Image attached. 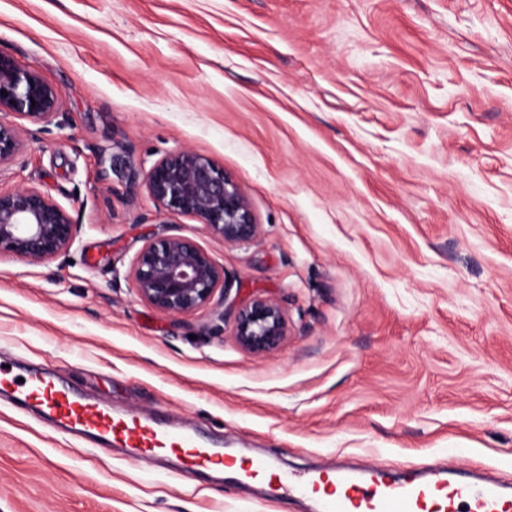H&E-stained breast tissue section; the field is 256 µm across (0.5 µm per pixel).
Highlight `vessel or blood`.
Masks as SVG:
<instances>
[{
  "instance_id": "1",
  "label": "vessel or blood",
  "mask_w": 512,
  "mask_h": 512,
  "mask_svg": "<svg viewBox=\"0 0 512 512\" xmlns=\"http://www.w3.org/2000/svg\"><path fill=\"white\" fill-rule=\"evenodd\" d=\"M0 393L9 395L18 415L38 416L51 433L77 444L106 452L129 448L136 457L150 460L172 454L187 476L221 468L227 481H263L279 494L313 499L316 512H512V492L496 480L472 478L462 463L439 462L400 478L340 465L290 475L268 458L239 463L222 445L202 439L190 428L165 423L151 412L115 411L79 395L49 370L20 375L0 365Z\"/></svg>"
}]
</instances>
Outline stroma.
I'll return each instance as SVG.
<instances>
[{"instance_id": "stroma-1", "label": "stroma", "mask_w": 512, "mask_h": 512, "mask_svg": "<svg viewBox=\"0 0 512 512\" xmlns=\"http://www.w3.org/2000/svg\"><path fill=\"white\" fill-rule=\"evenodd\" d=\"M0 53L59 91L0 189L61 205L76 242L0 255V362L300 474L452 461L512 484V0H0ZM261 226L227 246L144 184L181 151ZM193 238L224 295L165 316L146 237ZM267 296L281 346L241 349L223 300ZM0 512H311L178 463L46 437L0 400Z\"/></svg>"}]
</instances>
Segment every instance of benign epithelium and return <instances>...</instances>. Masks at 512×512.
<instances>
[{
    "label": "benign epithelium",
    "mask_w": 512,
    "mask_h": 512,
    "mask_svg": "<svg viewBox=\"0 0 512 512\" xmlns=\"http://www.w3.org/2000/svg\"><path fill=\"white\" fill-rule=\"evenodd\" d=\"M0 109L31 123L49 118L59 91L33 70L0 54ZM22 146L21 128L0 122V166L13 161ZM144 183L156 205L171 214L197 218L228 246L256 238V223L239 186L211 158L183 150L168 155L146 172ZM76 241L75 224L58 203L34 188L0 192V254L42 264L66 254ZM129 275L137 295L170 316H185L210 305L225 291L226 274L194 239L183 234L148 237L132 258ZM234 339L246 352L264 355L287 336L279 304L255 296L234 309Z\"/></svg>",
    "instance_id": "7a95c632"
}]
</instances>
